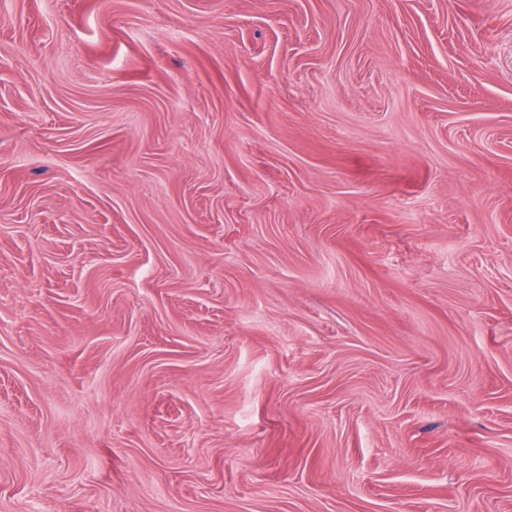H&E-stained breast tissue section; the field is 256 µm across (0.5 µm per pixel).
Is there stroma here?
<instances>
[{"label":"stroma","instance_id":"1","mask_svg":"<svg viewBox=\"0 0 512 512\" xmlns=\"http://www.w3.org/2000/svg\"><path fill=\"white\" fill-rule=\"evenodd\" d=\"M0 512H512V0H0Z\"/></svg>","mask_w":512,"mask_h":512}]
</instances>
